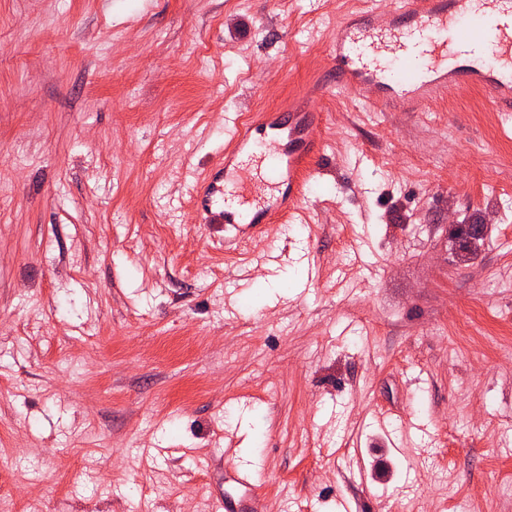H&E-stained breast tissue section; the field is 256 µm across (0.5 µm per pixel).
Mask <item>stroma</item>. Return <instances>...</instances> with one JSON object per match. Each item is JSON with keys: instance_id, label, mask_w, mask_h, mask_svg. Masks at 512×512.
<instances>
[{"instance_id": "1", "label": "stroma", "mask_w": 512, "mask_h": 512, "mask_svg": "<svg viewBox=\"0 0 512 512\" xmlns=\"http://www.w3.org/2000/svg\"><path fill=\"white\" fill-rule=\"evenodd\" d=\"M354 2L0 0L16 512H217L228 459L265 512H512V114L335 89L295 221L228 253L195 220L189 182L330 77ZM258 481L259 478L252 469L235 462L224 464V484L235 483L254 491Z\"/></svg>"}]
</instances>
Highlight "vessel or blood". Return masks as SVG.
I'll return each instance as SVG.
<instances>
[{
  "instance_id": "obj_1",
  "label": "vessel or blood",
  "mask_w": 512,
  "mask_h": 512,
  "mask_svg": "<svg viewBox=\"0 0 512 512\" xmlns=\"http://www.w3.org/2000/svg\"><path fill=\"white\" fill-rule=\"evenodd\" d=\"M335 84L320 83L285 112H259L236 125L224 159L191 187L198 223L224 228L234 250L298 214L302 188L322 146L308 137L331 86H378L382 109L416 112L461 84L486 90L490 107L512 112V0H377L345 15L330 37ZM225 483L255 488L256 473L224 465Z\"/></svg>"
}]
</instances>
